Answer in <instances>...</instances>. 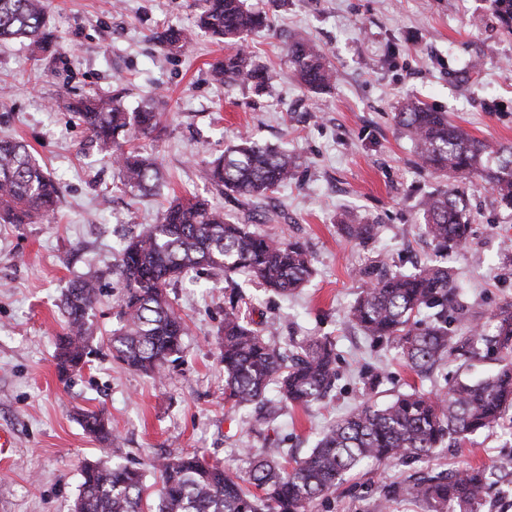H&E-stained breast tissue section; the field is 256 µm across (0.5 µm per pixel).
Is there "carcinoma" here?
<instances>
[{
    "label": "carcinoma",
    "instance_id": "obj_1",
    "mask_svg": "<svg viewBox=\"0 0 512 512\" xmlns=\"http://www.w3.org/2000/svg\"><path fill=\"white\" fill-rule=\"evenodd\" d=\"M199 27L222 40L224 60L212 65L218 83L269 86L274 74L249 61L245 37L264 26V17L244 0H200ZM499 29L512 35V0H488ZM46 0H0V41L47 39ZM158 44L184 52L192 35L174 28L156 33ZM293 75L311 93L329 89L333 71L318 45L298 38L287 46ZM74 117L91 134V142L120 169L122 184L146 193L161 179L157 160L132 144L137 135L160 132V113L151 107L129 112L117 95H87L71 105ZM397 125L414 145L415 163L441 173L453 183L421 201L424 234L442 256L466 248L472 234L465 186L484 183L499 204L512 208V143L493 146L469 135L422 101H408L396 113ZM292 156L264 147L242 135L203 170V179L232 195L243 207L233 220L199 197H176L155 224L127 237L118 252L116 271L123 297L117 328L108 338L113 356L128 368L161 376L183 353L187 324L175 310L167 287L202 270L214 281L234 283L246 273L268 290L288 296L309 281L314 269L305 244L291 237L275 239L249 229L252 200L265 198L295 178ZM60 187L19 139H0V221L30 224L57 212ZM344 235L364 243L377 225L348 216ZM100 286L94 277L74 281L63 298L66 331L57 336L59 374L79 372L92 350L91 316ZM229 298L219 331L224 364V402L233 411L253 405L266 408L269 419L295 405L325 399L339 379L333 343L311 337L288 347L271 341L248 321L239 301ZM463 310L452 268L426 264L410 273L384 274L349 308L346 320L373 341L390 340L417 376L444 361L472 360L485 346L498 351L504 364L479 381L461 379L443 395L414 390L384 405L364 401L331 425L308 455L254 457L246 476L192 452L157 458L149 466L159 474L153 502L144 497L145 471L122 460L119 437L101 411H86L81 426L104 445L106 460L88 463L74 502V512H309L313 500L336 490L344 475L363 461L390 464L422 460L448 445L504 422L512 411V303L493 316L492 335L469 322L451 327L452 314ZM493 467L465 466L385 486L375 512H387L398 497L425 502L431 512H475L484 489L498 482Z\"/></svg>",
    "mask_w": 512,
    "mask_h": 512
}]
</instances>
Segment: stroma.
<instances>
[{
	"mask_svg": "<svg viewBox=\"0 0 512 512\" xmlns=\"http://www.w3.org/2000/svg\"><path fill=\"white\" fill-rule=\"evenodd\" d=\"M267 28L248 37L256 64L277 70L265 91L217 84L213 63L224 43L197 30L198 0H47L48 51L29 41H0V137L24 140L61 184L62 203L34 224L0 223V512H73L85 463L100 444L77 421L104 411L127 461L195 452L245 474L248 454L292 449L302 457L322 432L361 401L364 381L385 371L373 397L384 403L416 388L444 393L455 376L479 379L496 371L491 352L463 365H441L425 378L411 374L387 341L353 329L345 314L370 284L363 269L413 271L434 259L423 234L422 197L448 178L420 170L413 145L394 121L416 97L447 113L468 133L512 143V38L489 20L486 0H246ZM195 31L184 54L161 48L164 27ZM312 38L336 70V82L313 94L295 81L286 45ZM478 70H469L471 60ZM120 94L127 109L152 103L166 130L136 144L159 159L163 178L150 193L117 190L118 171L89 143L69 105L88 93ZM297 158L295 180L254 202L252 230L306 243L314 274L288 297L266 291L247 275L236 282L255 321L274 329L280 345L309 336L336 346L339 380L332 394L309 407L293 406L276 420L241 417L224 405V366L218 333L224 287L183 280L168 287L185 318L182 360L151 377L116 361L105 339L116 325L121 288L114 272L123 233L155 223L167 200L200 195L229 217L236 200L213 190L199 169L240 134ZM472 237L449 253L466 314L490 324L512 303V209L479 182L467 185ZM353 212L377 225L368 244L348 240L338 217ZM99 278L90 363L70 378L54 364V336L64 314L60 299L76 279ZM512 463V428L474 435L459 448H440L413 464H363L336 494L311 512H372L382 485L418 471Z\"/></svg>",
	"mask_w": 512,
	"mask_h": 512,
	"instance_id": "35a3bbf8",
	"label": "stroma"
}]
</instances>
